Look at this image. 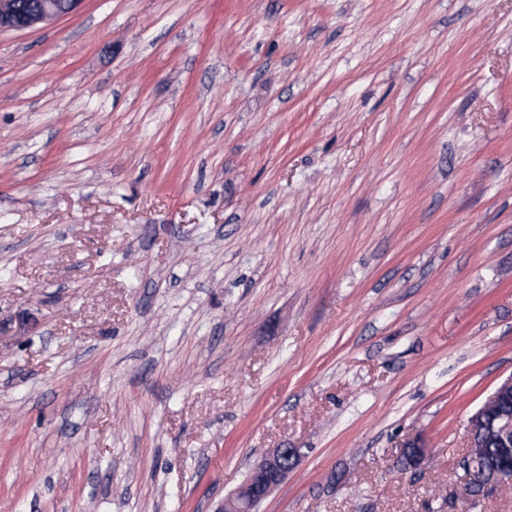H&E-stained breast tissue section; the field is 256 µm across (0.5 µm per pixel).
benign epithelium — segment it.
I'll use <instances>...</instances> for the list:
<instances>
[{
    "mask_svg": "<svg viewBox=\"0 0 512 512\" xmlns=\"http://www.w3.org/2000/svg\"><path fill=\"white\" fill-rule=\"evenodd\" d=\"M82 0H0V30L24 31L48 25L74 13ZM512 396V376L503 380L471 415L467 432L483 426L500 399ZM493 436L504 448L512 447V413L498 415ZM300 460L297 448H273L251 469L252 479L224 499L222 512H252L255 504L268 498Z\"/></svg>",
    "mask_w": 512,
    "mask_h": 512,
    "instance_id": "1",
    "label": "benign epithelium"
}]
</instances>
